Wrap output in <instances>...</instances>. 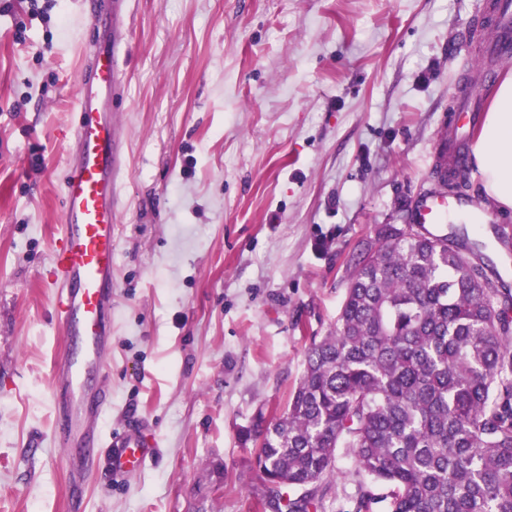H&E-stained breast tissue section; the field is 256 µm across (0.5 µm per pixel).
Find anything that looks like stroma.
<instances>
[{
	"instance_id": "1",
	"label": "stroma",
	"mask_w": 512,
	"mask_h": 512,
	"mask_svg": "<svg viewBox=\"0 0 512 512\" xmlns=\"http://www.w3.org/2000/svg\"><path fill=\"white\" fill-rule=\"evenodd\" d=\"M481 0H130L113 242L106 443L154 440L119 478L100 449L84 512H268L242 432L283 411L305 351L378 224L439 192L438 155L467 86L492 102ZM80 0L50 21L0 15V512H68L77 461L53 439L63 336L45 286L84 43ZM23 40H16V32ZM449 218L512 288V212L470 169ZM347 457L325 512H355Z\"/></svg>"
}]
</instances>
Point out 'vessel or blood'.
Here are the masks:
<instances>
[{
  "label": "vessel or blood",
  "instance_id": "obj_1",
  "mask_svg": "<svg viewBox=\"0 0 512 512\" xmlns=\"http://www.w3.org/2000/svg\"><path fill=\"white\" fill-rule=\"evenodd\" d=\"M128 0H86L79 17L90 32L77 89L71 129L72 149L61 184V223L51 257L53 306L63 327L64 345L53 365L54 440L64 448L83 449L92 466L101 441L94 422L106 410L110 392L99 388L89 397L91 380L108 372V339L112 334V267L115 209L123 167L122 142L112 101L123 91L119 60L125 42L119 34ZM444 196H431L416 221L443 224L455 210ZM150 443L128 432L114 443L112 469L134 472Z\"/></svg>",
  "mask_w": 512,
  "mask_h": 512
}]
</instances>
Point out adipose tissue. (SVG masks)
Returning a JSON list of instances; mask_svg holds the SVG:
<instances>
[{
    "label": "adipose tissue",
    "instance_id": "adipose-tissue-1",
    "mask_svg": "<svg viewBox=\"0 0 512 512\" xmlns=\"http://www.w3.org/2000/svg\"><path fill=\"white\" fill-rule=\"evenodd\" d=\"M473 159L488 200L502 211L512 210V79L499 85L487 112Z\"/></svg>",
    "mask_w": 512,
    "mask_h": 512
}]
</instances>
